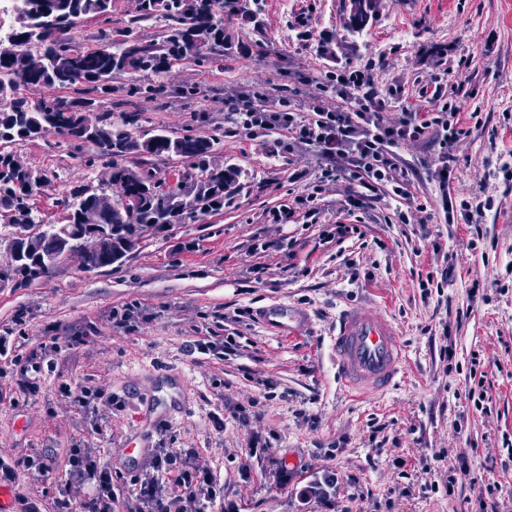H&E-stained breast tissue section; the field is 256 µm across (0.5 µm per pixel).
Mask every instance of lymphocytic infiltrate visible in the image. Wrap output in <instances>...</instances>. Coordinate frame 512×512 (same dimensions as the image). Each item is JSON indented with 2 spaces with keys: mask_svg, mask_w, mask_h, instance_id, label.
<instances>
[{
  "mask_svg": "<svg viewBox=\"0 0 512 512\" xmlns=\"http://www.w3.org/2000/svg\"><path fill=\"white\" fill-rule=\"evenodd\" d=\"M372 65L359 69L339 67L308 73L305 99H297L295 89L269 84L255 91L234 92L226 101L238 131L251 137L280 131L273 142L275 151H314L321 160L320 173L309 178L299 170L296 180L310 179V189L296 196L307 206L310 216L321 212L319 201L327 185L346 178L359 191L344 206L347 215L364 208L368 199L395 201L394 217L400 224L427 223L426 204L416 202L411 187L418 169L404 159L402 147L427 140L439 149L438 158L448 163L464 134L461 112L442 90H434L433 109L419 112L403 108L400 115L386 112V99H402L405 87L395 82L386 92H378ZM434 169L443 191L442 208L446 223L472 211H484L492 198L473 204L456 200L448 191L449 175ZM70 469L56 487L55 512H115L124 483H131L135 498L128 512H210L223 507L224 485L214 473L198 462L192 448L159 446L148 459H124L121 465L102 461L97 449L72 448Z\"/></svg>",
  "mask_w": 512,
  "mask_h": 512,
  "instance_id": "1",
  "label": "lymphocytic infiltrate"
}]
</instances>
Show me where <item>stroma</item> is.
Wrapping results in <instances>:
<instances>
[{"instance_id":"1","label":"stroma","mask_w":512,"mask_h":512,"mask_svg":"<svg viewBox=\"0 0 512 512\" xmlns=\"http://www.w3.org/2000/svg\"><path fill=\"white\" fill-rule=\"evenodd\" d=\"M348 13L349 0H262L261 27L224 19L239 52L209 65L190 58L164 76L171 88L196 86L194 99L134 98L147 129L179 136L197 129L196 115L206 116L207 129L223 136L225 161L243 172L232 206L145 234L117 270L89 271L71 257L27 287L0 282V327L22 321L25 350L44 348L51 363L39 395L28 399L11 360L0 358V458L38 454L54 462L42 480L22 474L12 483L15 512H53L72 445L116 455L125 440L152 429L156 414L134 386L165 367L182 371L189 400L154 439L196 449L223 480L225 505L238 512H325L323 502L297 494L327 470L336 475L335 512H480L489 485L502 512H512V454L504 447L512 441V185L494 175L512 164V123L503 119L512 113V0H380L359 33L347 28ZM326 40L335 57L323 55ZM369 62L378 90L402 81L411 108L431 109L421 91L441 83L462 112L479 113L481 127L462 138L452 161L457 197L494 199L477 249H469L465 225L445 223L442 190L428 176L417 187L431 205L425 224L384 223L395 207L389 200L362 211L365 238L320 243L323 225L345 218V181L329 185L318 219L298 209L274 221L304 190L294 169H317L319 159L308 151L271 156L269 137L235 131L226 95L294 84L297 71ZM59 139L53 132L16 148L20 161L57 175L37 194L50 218L63 193L102 176L54 149ZM258 237L277 248L253 253ZM449 265L454 275L440 295L423 297L421 280ZM131 301L142 305L135 330H113V311ZM279 302L305 309L308 329L288 336L264 329L255 310ZM352 304L389 315L408 354L402 380L379 397H356L336 378L331 336ZM237 308L246 312L241 322L222 321ZM199 327L235 336L234 354L189 355ZM74 334L85 344L69 346ZM52 336L57 346H48ZM475 357L489 396L482 411L467 399ZM265 378L274 380L272 390ZM63 384L97 387L105 419L61 397ZM280 464L292 472L285 486L271 476Z\"/></svg>"}]
</instances>
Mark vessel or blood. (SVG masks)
I'll return each mask as SVG.
<instances>
[{
	"label": "vessel or blood",
	"mask_w": 512,
	"mask_h": 512,
	"mask_svg": "<svg viewBox=\"0 0 512 512\" xmlns=\"http://www.w3.org/2000/svg\"><path fill=\"white\" fill-rule=\"evenodd\" d=\"M257 319L270 332L285 336L294 334L304 317L294 306L277 303L263 307ZM332 350L339 380L359 397L387 391L405 370V351L395 326L383 312L372 307L351 305L339 313ZM164 376L162 386L149 387L144 392L161 422L180 413L186 391L180 373L168 369Z\"/></svg>",
	"instance_id": "1"
}]
</instances>
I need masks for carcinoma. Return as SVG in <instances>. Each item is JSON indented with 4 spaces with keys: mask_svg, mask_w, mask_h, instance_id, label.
Returning a JSON list of instances; mask_svg holds the SVG:
<instances>
[{
    "mask_svg": "<svg viewBox=\"0 0 512 512\" xmlns=\"http://www.w3.org/2000/svg\"><path fill=\"white\" fill-rule=\"evenodd\" d=\"M347 27L366 28L379 8V0H349ZM112 0H25L9 19L8 45L0 46V227L8 230V264L0 266V282L26 286L40 278L41 254L65 240L77 247L85 225L99 224L100 249L93 267L110 270L126 261L125 254L148 230L156 234L175 224L196 222L224 211L241 188L242 170L218 161L222 140L213 134L173 136L145 131L141 114L126 99L113 102L95 122L85 112L98 94H112V80L122 74L161 76L190 57L197 38L209 43L199 63H214L233 52L235 41L224 31V14L261 23L260 7L250 0H139L138 14L121 37L101 30L99 44L80 49L72 32L80 24L110 21ZM161 21L157 42H143L136 31L147 22ZM59 89L63 96L32 98L30 88ZM166 87L156 81L135 83L130 95H162ZM64 136L75 158L92 168L101 163L104 178L71 189L56 202V217L43 218L35 197L52 185L43 169L22 164L12 147L37 142L47 134ZM177 158L185 163L176 184L161 177L155 158ZM28 224L42 226V252H27L28 238L17 233Z\"/></svg>",
    "mask_w": 512,
    "mask_h": 512,
    "instance_id": "carcinoma-1",
    "label": "carcinoma"
}]
</instances>
